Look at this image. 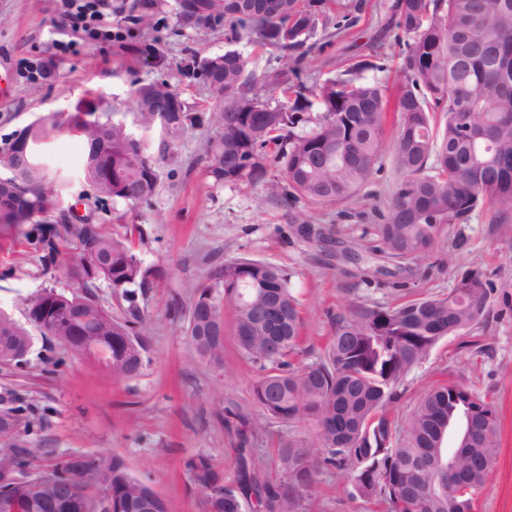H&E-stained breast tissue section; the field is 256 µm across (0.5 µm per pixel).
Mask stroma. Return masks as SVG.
Listing matches in <instances>:
<instances>
[{"label":"stroma","instance_id":"stroma-1","mask_svg":"<svg viewBox=\"0 0 512 512\" xmlns=\"http://www.w3.org/2000/svg\"><path fill=\"white\" fill-rule=\"evenodd\" d=\"M337 2L346 12H358V23L337 28L336 12L328 10L294 80L311 89L340 68L370 59L373 66L360 72V81L378 80L387 89L381 160L360 199L286 204L268 197L259 183H214L205 155L214 134L211 124L193 123L170 133L132 123V89L158 78L180 92L190 111H212L211 90L185 79L181 68L188 51L212 55L227 49L223 24L179 23L176 0H153L150 25L133 27V37L125 41L98 44L66 26L61 0H0V145L38 118L55 116L59 127L46 150L53 167L71 175L67 203L113 236L130 238L146 263L164 271L160 287L138 298L141 320L135 331L146 349L136 378L115 377L57 338L31 329L25 360L0 363V415L13 420L12 428L0 430V442L24 438L58 457L119 456L164 499L168 512H197V495L181 462L205 452L223 463L225 479H232L237 427L225 415L237 409L247 419H258L252 388L259 371L238 348L229 311L224 314L223 364L199 360L185 335L186 316L171 311L172 298L190 304L194 285L234 258L285 269L292 275L301 315L300 342L289 360L302 367L320 361L337 316L357 306L392 308L441 296L462 273L475 271L487 290L479 322L465 335L440 340L406 374L390 413L403 419L426 389L448 380L492 402L501 448L476 512H512V221L500 223L486 207L472 223L442 225L429 255L403 264L385 260L374 226L397 179L393 143L400 121V60L394 0ZM145 40L158 52L150 64L135 50ZM82 99L132 124L159 173L148 203L133 207L98 199L81 176L85 145L61 125ZM299 219L328 232L330 243L297 236ZM45 288L69 293L75 286L61 269L46 268L25 230L0 234V310L25 322V298ZM291 435L312 437L303 423H267L250 449L256 468L273 474L277 442ZM307 512L383 509L353 496L342 472L325 470Z\"/></svg>","mask_w":512,"mask_h":512}]
</instances>
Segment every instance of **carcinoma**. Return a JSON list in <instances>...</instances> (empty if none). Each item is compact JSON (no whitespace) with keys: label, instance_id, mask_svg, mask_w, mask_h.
<instances>
[{"label":"carcinoma","instance_id":"obj_1","mask_svg":"<svg viewBox=\"0 0 512 512\" xmlns=\"http://www.w3.org/2000/svg\"><path fill=\"white\" fill-rule=\"evenodd\" d=\"M211 12L197 23H224L228 44L256 36L295 65L308 54L325 0H283L275 13L237 15L229 0H211ZM396 26L402 58L398 88L401 123L393 145L400 173L375 225L384 257L395 262L427 255L442 224H466L489 205L496 217H512V0H396ZM361 61L356 69L375 68ZM354 69V70H356ZM346 69L323 83L314 97L324 115L313 129H293L312 107L302 90H293L288 70L259 76L238 56L224 60L218 82V111L209 121L215 136L206 148L207 173L217 183L245 178L260 181L265 149L278 146L282 180L265 183L269 196L283 202L303 198L328 203L359 196L379 162L386 88L378 82L353 85ZM294 92L289 105H271L274 89ZM170 85L156 81L138 85L133 95L150 99L169 95ZM445 113L442 128L431 113ZM135 125L148 129L162 123V114L138 110ZM70 129L85 142L82 172L100 199H120L131 206L154 195L158 174L121 120H110L91 103L79 104L68 117ZM480 127L485 142L472 140L464 129ZM56 127L52 117L28 124L22 132L32 140L33 154L15 169L13 143L0 147V232L29 226L28 234L53 266L69 247L76 258L62 259L68 277L79 288L69 295L40 292L25 299L26 319L33 326L45 314L60 312L69 321L64 335L80 318L95 316L88 335L104 337L112 352V374L132 378L143 366L140 342H131L139 321L138 295L159 286L162 271L145 263L126 242L102 225L72 219L64 203L65 182L47 185L51 162L45 142ZM97 262L95 273L87 263ZM122 295L129 318L121 321L97 301L100 285ZM486 304V288L477 275L464 276L444 297L409 301L396 308L358 306L336 319L325 356L293 369L285 357L298 338V301L290 277L269 262L239 258L224 263L195 286L185 334L194 352L210 364L223 363L212 336L224 326V309L234 312V335L246 358L265 371L252 396L267 421L308 422L322 448L318 456L305 439H280L276 473L262 474L246 454L261 424L243 421L238 431V466L231 484L208 453L183 459L186 479L198 494V512H303L321 470L344 472L352 495L382 503L387 512H460L459 505L480 495L488 473L482 463L499 453L497 412L475 392L455 383L431 387L403 423L392 420L387 406L403 377L423 360L439 340L472 328ZM26 327L0 311V362L24 350ZM482 411L472 412L474 406ZM469 431L472 448L458 460L466 478L450 495L448 448L439 444V421ZM0 459L30 462L52 455L27 441L3 443ZM73 469L85 474V507L64 506L61 481L40 485L0 484L18 500L21 512H144L157 496L131 475L123 459L95 454L73 456ZM107 471L110 485L98 487Z\"/></svg>","mask_w":512,"mask_h":512}]
</instances>
